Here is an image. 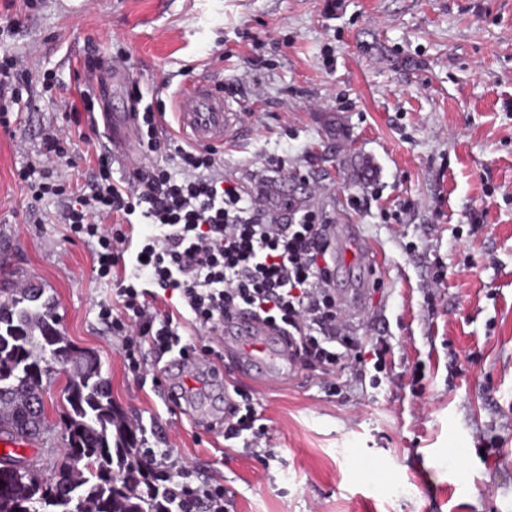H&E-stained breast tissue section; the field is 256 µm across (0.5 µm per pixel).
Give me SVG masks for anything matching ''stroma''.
I'll return each mask as SVG.
<instances>
[{"instance_id":"stroma-1","label":"stroma","mask_w":512,"mask_h":512,"mask_svg":"<svg viewBox=\"0 0 512 512\" xmlns=\"http://www.w3.org/2000/svg\"><path fill=\"white\" fill-rule=\"evenodd\" d=\"M4 17L11 51L57 84L0 129V303L44 288L148 447L224 484L233 512H512V0H0ZM120 48L143 95L222 90L242 122L218 148L225 178L282 158L297 205L333 226L355 336L391 345L376 385L345 361L332 396L306 371L250 388L269 425L257 452L198 425L217 388L180 411L127 374L97 317L112 288L93 243L69 233L64 199L32 201L14 179L59 127L76 158L57 172L86 183L103 139L66 111L85 56ZM344 224L376 250L373 271Z\"/></svg>"}]
</instances>
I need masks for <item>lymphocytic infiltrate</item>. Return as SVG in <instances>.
Segmentation results:
<instances>
[{
	"label": "lymphocytic infiltrate",
	"mask_w": 512,
	"mask_h": 512,
	"mask_svg": "<svg viewBox=\"0 0 512 512\" xmlns=\"http://www.w3.org/2000/svg\"><path fill=\"white\" fill-rule=\"evenodd\" d=\"M24 88L18 57L4 50L0 127L10 128ZM165 116V109L149 105L138 125L153 160L117 179L107 157H99L85 192L73 193L54 176L69 141L58 129L44 133L40 165L16 171L33 198H68L64 221L70 234L94 242L95 276L113 287L111 300L98 305V318L121 336L125 369L145 381L149 350L199 363L214 349L183 342L185 328L217 336L241 311L288 330L294 361L316 372L328 394L336 392V367L343 359L353 358L360 376L368 361L383 365L386 337H378L371 356H364L336 303L327 225L309 209L286 224L264 214L256 198L224 178L213 149L160 139ZM138 224L145 232L135 233ZM232 392L220 426L225 440H242L248 448L267 435L268 426L243 388ZM140 454L163 459L158 472L170 485L172 512H227L223 484H190L193 469L169 450L144 448Z\"/></svg>",
	"instance_id": "f902f5d3"
}]
</instances>
